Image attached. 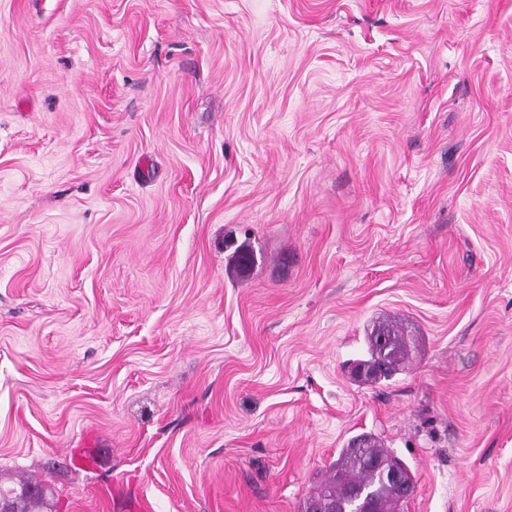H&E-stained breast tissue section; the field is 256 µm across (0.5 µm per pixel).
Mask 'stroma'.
Returning <instances> with one entry per match:
<instances>
[{"instance_id":"stroma-1","label":"stroma","mask_w":512,"mask_h":512,"mask_svg":"<svg viewBox=\"0 0 512 512\" xmlns=\"http://www.w3.org/2000/svg\"><path fill=\"white\" fill-rule=\"evenodd\" d=\"M361 433L512 512V0H0V484L302 512ZM379 326L382 327V334H377L375 327L367 336L369 357L365 361L377 364L375 373L366 379L370 382L389 380L401 370L410 355L418 350L417 337L406 334L400 323L388 320ZM374 336L377 337L374 339ZM380 336H383L382 343ZM385 348L388 350L382 355Z\"/></svg>"}]
</instances>
